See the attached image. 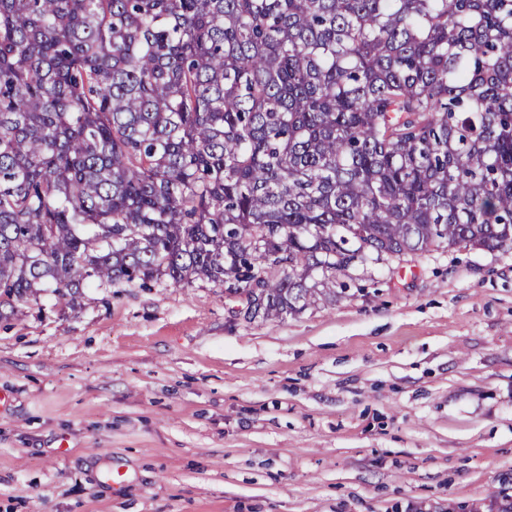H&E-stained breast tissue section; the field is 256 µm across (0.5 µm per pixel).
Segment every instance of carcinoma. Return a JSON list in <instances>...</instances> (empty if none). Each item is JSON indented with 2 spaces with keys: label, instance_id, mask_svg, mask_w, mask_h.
<instances>
[{
  "label": "carcinoma",
  "instance_id": "cac0c4a2",
  "mask_svg": "<svg viewBox=\"0 0 512 512\" xmlns=\"http://www.w3.org/2000/svg\"><path fill=\"white\" fill-rule=\"evenodd\" d=\"M511 244L512 0H0L3 311Z\"/></svg>",
  "mask_w": 512,
  "mask_h": 512
}]
</instances>
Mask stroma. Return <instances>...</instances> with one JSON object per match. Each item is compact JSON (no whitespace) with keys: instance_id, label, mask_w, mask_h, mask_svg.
I'll return each instance as SVG.
<instances>
[{"instance_id":"obj_1","label":"stroma","mask_w":512,"mask_h":512,"mask_svg":"<svg viewBox=\"0 0 512 512\" xmlns=\"http://www.w3.org/2000/svg\"><path fill=\"white\" fill-rule=\"evenodd\" d=\"M359 286L276 321L201 281L18 303L0 318V512L511 502L512 247L371 263Z\"/></svg>"}]
</instances>
